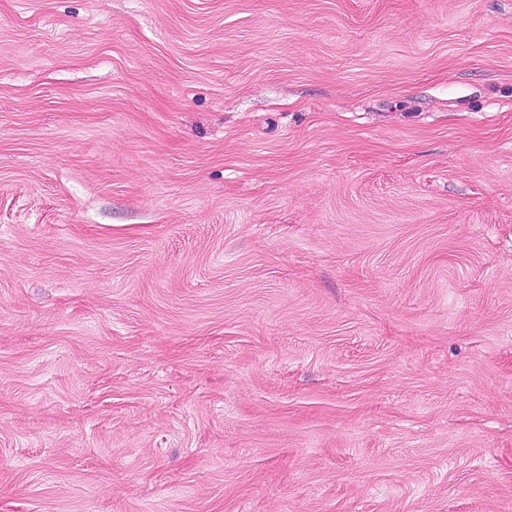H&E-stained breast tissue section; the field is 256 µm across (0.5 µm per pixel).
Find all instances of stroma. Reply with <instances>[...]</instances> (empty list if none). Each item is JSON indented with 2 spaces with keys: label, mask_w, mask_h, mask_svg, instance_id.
Listing matches in <instances>:
<instances>
[{
  "label": "stroma",
  "mask_w": 512,
  "mask_h": 512,
  "mask_svg": "<svg viewBox=\"0 0 512 512\" xmlns=\"http://www.w3.org/2000/svg\"><path fill=\"white\" fill-rule=\"evenodd\" d=\"M0 512H512V0H0Z\"/></svg>",
  "instance_id": "35a3bbf8"
}]
</instances>
